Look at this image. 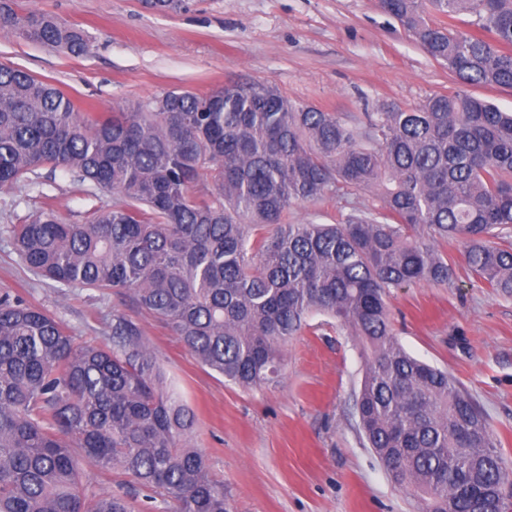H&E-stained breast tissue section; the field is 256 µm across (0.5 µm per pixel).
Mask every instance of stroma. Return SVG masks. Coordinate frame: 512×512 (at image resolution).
Wrapping results in <instances>:
<instances>
[{"mask_svg":"<svg viewBox=\"0 0 512 512\" xmlns=\"http://www.w3.org/2000/svg\"><path fill=\"white\" fill-rule=\"evenodd\" d=\"M15 8L50 14L88 36V52L73 56L0 32V62L51 81L84 112L258 81L294 102L354 115L415 108L460 89L512 110V89L461 86L377 0H190L187 10L168 13L143 0H15ZM112 202L111 193L64 170L44 169L34 182L0 189V293L44 309L81 342L109 343L113 310L138 321L195 412L190 442L230 493L233 512H416L359 433L355 393L364 362L338 323L314 316L285 348L279 383L244 389L203 367L119 292L73 288L59 296L12 248L13 225L44 204L67 223L84 224ZM380 205L374 190L344 188L291 207L288 220L338 224L350 207ZM442 248L455 270L452 287L393 291L395 334L473 398L512 468V297L470 275L460 242Z\"/></svg>","mask_w":512,"mask_h":512,"instance_id":"obj_1","label":"stroma"}]
</instances>
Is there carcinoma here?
Listing matches in <instances>:
<instances>
[{
	"mask_svg": "<svg viewBox=\"0 0 512 512\" xmlns=\"http://www.w3.org/2000/svg\"><path fill=\"white\" fill-rule=\"evenodd\" d=\"M470 85L512 89V0H378ZM472 17V32L426 19ZM0 31L87 52L83 30L0 0ZM66 170L115 195L86 224L46 207L11 230L60 292L119 289L203 366L245 388L279 382L282 349L315 315L351 330L364 367L358 426L417 512H504L497 442L448 372L395 338L392 291L453 283L440 241L512 297V112L459 91L357 117L238 85L168 91L80 112L48 81L0 63V188ZM374 188L377 209L290 224L293 205ZM195 413L140 323L112 310V342L81 344L45 310L0 294V512H128L85 469L119 470L166 512H231L189 445Z\"/></svg>",
	"mask_w": 512,
	"mask_h": 512,
	"instance_id": "obj_1",
	"label": "carcinoma"
}]
</instances>
